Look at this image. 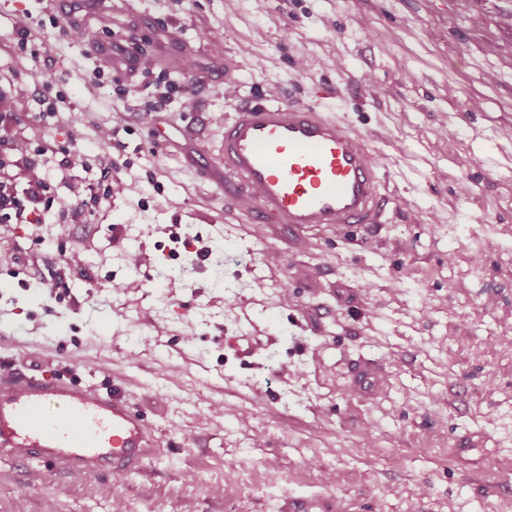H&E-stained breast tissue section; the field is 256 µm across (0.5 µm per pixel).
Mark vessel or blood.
I'll return each instance as SVG.
<instances>
[{
    "label": "vessel or blood",
    "mask_w": 512,
    "mask_h": 512,
    "mask_svg": "<svg viewBox=\"0 0 512 512\" xmlns=\"http://www.w3.org/2000/svg\"><path fill=\"white\" fill-rule=\"evenodd\" d=\"M218 149L204 142L192 166L253 224H284L295 237L320 227L372 231L392 201L364 137L314 104L253 100L225 116ZM145 418L113 377L111 390L0 358V459L65 474L116 478L160 455Z\"/></svg>",
    "instance_id": "obj_1"
}]
</instances>
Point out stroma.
Here are the masks:
<instances>
[{
  "mask_svg": "<svg viewBox=\"0 0 512 512\" xmlns=\"http://www.w3.org/2000/svg\"><path fill=\"white\" fill-rule=\"evenodd\" d=\"M86 18L100 48L137 38L135 64L93 80L58 28ZM1 42L24 89L5 132L49 197L104 192L86 168L104 127L137 192L80 224L0 222V356L102 388L121 373L163 453L36 487L0 459V512H512V0H0ZM189 76L194 104L167 106L186 139L217 146L238 98L271 95L358 129L397 199L378 242L289 244L157 149L137 107ZM368 363L385 382L359 396Z\"/></svg>",
  "mask_w": 512,
  "mask_h": 512,
  "instance_id": "1",
  "label": "stroma"
}]
</instances>
